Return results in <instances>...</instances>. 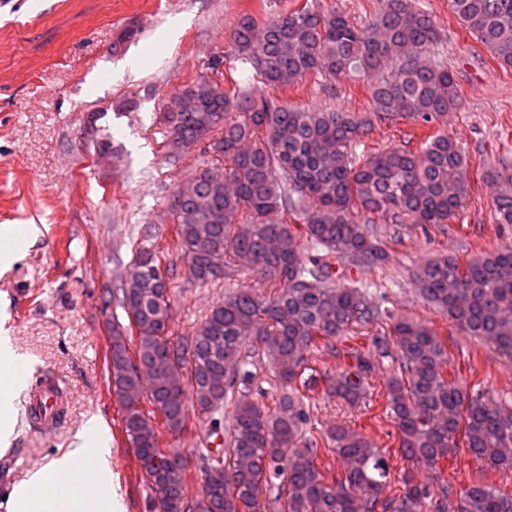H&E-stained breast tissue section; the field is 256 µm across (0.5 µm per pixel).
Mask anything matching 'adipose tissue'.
<instances>
[{"mask_svg": "<svg viewBox=\"0 0 512 512\" xmlns=\"http://www.w3.org/2000/svg\"><path fill=\"white\" fill-rule=\"evenodd\" d=\"M30 360L0 336V446L10 434V403L26 386ZM112 449L99 417H90L75 447L13 487L8 512H122L112 492Z\"/></svg>", "mask_w": 512, "mask_h": 512, "instance_id": "1", "label": "adipose tissue"}]
</instances>
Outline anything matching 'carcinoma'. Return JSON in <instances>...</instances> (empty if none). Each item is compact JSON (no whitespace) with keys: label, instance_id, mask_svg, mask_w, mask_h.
<instances>
[{"label":"carcinoma","instance_id":"1","mask_svg":"<svg viewBox=\"0 0 512 512\" xmlns=\"http://www.w3.org/2000/svg\"><path fill=\"white\" fill-rule=\"evenodd\" d=\"M454 17L499 63L512 68V0H451ZM236 52L262 84L288 90L311 75L369 81L374 117L425 126L459 105L454 74L428 59L441 41L432 16L415 0H379L363 24L333 8L302 7L258 21L240 15ZM167 156L200 148L217 161L179 184L170 200L178 224L174 247L200 285L245 275L184 341L172 338V291L161 260L139 248L112 299L137 332L112 323L109 373L123 409L124 432L146 471L153 498L180 512H512V494L481 477L456 491L447 481L420 483L404 472L399 493L383 496L391 457L366 434L343 424L326 432L344 476L316 463L319 440L307 397L294 386L319 350L317 340L375 328L366 344L326 353L347 359L327 376L329 395L361 403L380 362L396 368L384 383L386 409L403 459L436 467L464 444L483 468H512V405L448 381V348L428 326L392 319L370 285L338 282L340 268L383 260L368 225L423 224L445 230L470 196L468 163L441 132L416 150H377L360 158L371 118L258 96L234 81L203 76L181 87L164 108ZM498 223L512 224V175L498 176ZM284 214L305 224L311 253L298 248ZM422 297L468 335L512 359V246L466 263L448 255L415 272ZM272 292L267 293L265 289ZM265 358L275 378V408L250 392ZM149 401L172 435L190 411L206 419L222 448H199L200 489L169 468L173 448L141 409ZM234 401L232 415L224 403ZM281 495L261 500L264 490Z\"/></svg>","mask_w":512,"mask_h":512}]
</instances>
